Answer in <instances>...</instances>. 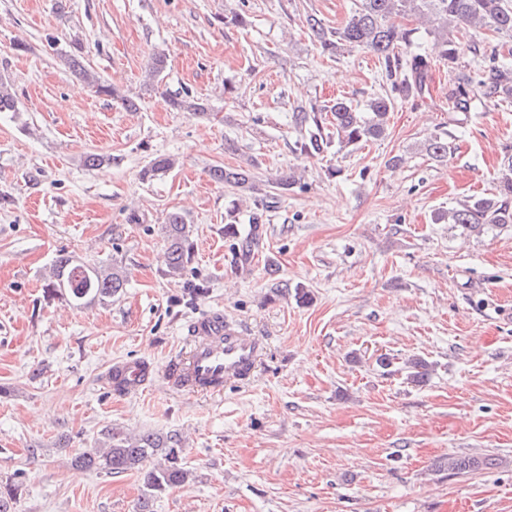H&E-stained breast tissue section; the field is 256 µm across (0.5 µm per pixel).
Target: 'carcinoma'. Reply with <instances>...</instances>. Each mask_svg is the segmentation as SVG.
<instances>
[{"label": "carcinoma", "instance_id": "cac0c4a2", "mask_svg": "<svg viewBox=\"0 0 512 512\" xmlns=\"http://www.w3.org/2000/svg\"><path fill=\"white\" fill-rule=\"evenodd\" d=\"M426 18L432 24L428 34L434 38L436 58L454 74L455 88L449 96L448 110L456 120L464 121L471 109L473 98L480 97L492 105L512 103V64L507 58L491 54L488 63L477 71L467 69L460 62L461 43L448 36V28L463 24L469 28L489 29L512 38V0H356V8L348 21L336 29L327 28L314 15L306 23L320 47L331 54L345 47L364 48L372 52L382 65L390 90L372 98L363 110L344 98L329 104L303 106L296 109V121L309 125L307 135L298 142L300 153L319 155L333 145H358L378 139L387 131L389 113L399 98L420 97L426 91V80L431 67L428 54L416 50L418 29L405 28L398 19L406 16ZM65 65L83 80L96 94L118 99L125 109H138L136 100L120 93L95 70L85 66L76 55L64 57ZM166 68V57L152 58L145 76V85L155 88ZM170 105L179 111L205 114L209 105L189 93L169 96ZM18 101L12 88L0 80V112H17ZM427 152L437 160L448 157V133L433 135ZM176 158L167 154L155 156L141 172L142 180H151L170 171ZM252 163L246 161L235 167L216 165L210 177L228 187L253 191L255 183ZM437 219L460 226L472 232L494 227L512 226V154L501 159L499 174L493 192L486 196L465 199L457 206L438 214ZM262 213H252V222L245 237H240L236 210L227 213L224 232L241 238L238 248L240 260L246 264L258 244ZM167 238L166 264L168 273L181 275L190 259V228L178 213L167 217L163 225ZM127 282V275L117 265L86 264L63 253L56 257L52 279L46 284L50 292H65L75 302L85 299L107 300L118 295ZM407 379L421 383L431 372V364L419 357L405 363ZM159 457L162 462L145 472L140 512H151L154 498L166 490L182 486L190 471L184 462V448L175 436L154 433L127 436L118 431L106 435L104 446L84 451L74 458V464L85 469H101L113 474L143 469L146 461ZM493 462L477 456L448 457L440 468L453 474H465L487 469Z\"/></svg>", "mask_w": 512, "mask_h": 512}]
</instances>
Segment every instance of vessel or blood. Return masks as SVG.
<instances>
[{"label": "vessel or blood", "mask_w": 512, "mask_h": 512, "mask_svg": "<svg viewBox=\"0 0 512 512\" xmlns=\"http://www.w3.org/2000/svg\"><path fill=\"white\" fill-rule=\"evenodd\" d=\"M190 342L187 355L167 367L174 387L189 392L218 393L226 383L249 380L264 347L259 337L218 314L194 320ZM145 375L144 365L121 362L112 369L110 379L116 387L131 391L142 387Z\"/></svg>", "instance_id": "1"}]
</instances>
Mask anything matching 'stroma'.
<instances>
[{
    "instance_id": "35a3bbf8",
    "label": "stroma",
    "mask_w": 512,
    "mask_h": 512,
    "mask_svg": "<svg viewBox=\"0 0 512 512\" xmlns=\"http://www.w3.org/2000/svg\"><path fill=\"white\" fill-rule=\"evenodd\" d=\"M354 3L0 0V79L18 98L0 113V484L20 487L12 512H136L142 472L71 463L113 429L181 441L191 477L153 512H512V227L434 221L491 192L512 153V104L475 102L453 124V76L436 61L428 94L397 102L384 137L301 154L296 107L345 96L362 108L389 89L372 53L323 54L306 26L313 14L339 27ZM233 11L247 27L225 24ZM65 52L137 111L74 77ZM156 53L167 67L148 89ZM183 91L208 99L209 114L173 110L169 94ZM439 132L442 161L426 151ZM89 153L111 161L84 166ZM159 154L178 167L141 181ZM248 160L260 191L282 172L298 181L265 212L242 267L224 219L239 200L247 232L255 196L209 170ZM172 212L191 226L179 277L164 262ZM63 252L119 262L123 293L48 295ZM212 313L266 350L248 384L187 395L165 369L189 323ZM411 357L432 364L426 383L408 380ZM124 361L149 369L139 392L107 376ZM448 456L494 465L437 470Z\"/></svg>"
}]
</instances>
